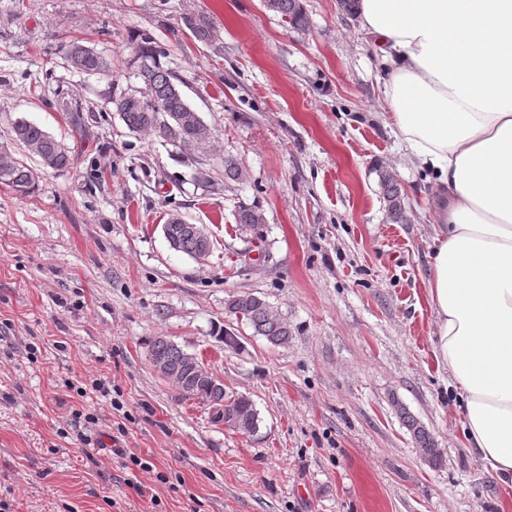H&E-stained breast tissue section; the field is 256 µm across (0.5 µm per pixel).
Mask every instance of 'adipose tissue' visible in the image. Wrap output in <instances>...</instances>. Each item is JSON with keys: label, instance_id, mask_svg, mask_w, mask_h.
<instances>
[{"label": "adipose tissue", "instance_id": "1", "mask_svg": "<svg viewBox=\"0 0 512 512\" xmlns=\"http://www.w3.org/2000/svg\"><path fill=\"white\" fill-rule=\"evenodd\" d=\"M391 121L432 172L434 353L469 448L512 487V0H359Z\"/></svg>", "mask_w": 512, "mask_h": 512}]
</instances>
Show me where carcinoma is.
<instances>
[{"mask_svg":"<svg viewBox=\"0 0 512 512\" xmlns=\"http://www.w3.org/2000/svg\"><path fill=\"white\" fill-rule=\"evenodd\" d=\"M265 6L281 15L294 29H303L308 24L301 0H265ZM181 20L197 41L209 44L216 39L215 25L208 17L195 13L186 14ZM130 45L133 50L131 65L135 67L140 86L129 87L113 96V111L119 114L129 130L153 133L180 151L209 146L213 138L212 129L188 102L182 89L183 82L171 69L162 65L164 50L153 33L147 29L136 31ZM64 54L69 66L80 72L100 75L112 71L110 58L78 38L65 46ZM11 136L24 153L37 158L45 169L64 170L72 163L65 145L34 122L23 118L16 120L12 124ZM379 177L389 220L394 224L404 223L407 211L397 181L384 171L380 172ZM35 178L34 169L11 152L0 148V184L26 197L34 188ZM234 219L239 234L260 243L267 241L263 231L265 218L257 206L238 203ZM163 232L166 240L174 244L173 250L191 258L212 251L210 237L195 224L169 220ZM226 308L244 321L254 335L263 337L272 346L288 345L292 337L288 321L265 299L252 293L233 294L227 300ZM148 355L166 360L170 368L178 370L183 376L184 386L177 391L178 399L186 401L192 397L208 406L217 423L246 416L251 433L258 432L260 418L253 401L244 396L226 398L224 383L213 373L192 370L190 360L196 355L180 348L165 336H156L150 341ZM396 407L421 459L432 468L441 467L443 452L438 448L433 434L401 403H396Z\"/></svg>","mask_w":512,"mask_h":512,"instance_id":"obj_1","label":"carcinoma"}]
</instances>
